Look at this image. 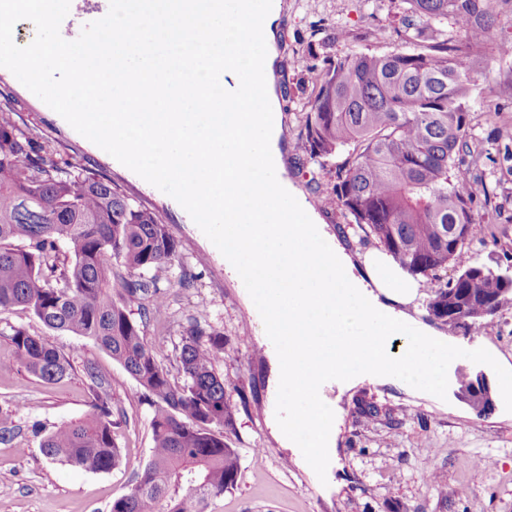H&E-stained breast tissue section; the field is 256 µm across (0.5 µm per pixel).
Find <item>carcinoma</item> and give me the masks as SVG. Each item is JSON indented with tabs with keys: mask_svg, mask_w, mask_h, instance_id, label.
I'll return each mask as SVG.
<instances>
[{
	"mask_svg": "<svg viewBox=\"0 0 512 512\" xmlns=\"http://www.w3.org/2000/svg\"><path fill=\"white\" fill-rule=\"evenodd\" d=\"M402 2L411 47L326 67L298 113V139L313 161L341 158L331 199L359 241L377 240L405 272L425 277L429 315L473 334L512 308V272L467 249L479 198L459 172L470 153L474 48L491 36L495 16L489 0ZM445 20L456 35L436 27ZM108 254L127 272L117 288L105 274ZM176 255L155 213L109 181L72 176L0 108V310L21 307L53 330L92 339L152 409L151 455L111 512H206L237 486L240 455L224 442L237 405L217 371L224 339L198 323L186 328L176 385L146 338L147 324L168 315L158 279ZM450 265L456 276L444 282L438 271ZM10 336L17 364L42 381L69 373L70 359L42 337L23 327ZM112 426L110 403L99 398L90 417L49 432L41 452L107 472L121 458Z\"/></svg>",
	"mask_w": 512,
	"mask_h": 512,
	"instance_id": "1",
	"label": "carcinoma"
}]
</instances>
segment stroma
Returning <instances> with one entry per match:
<instances>
[{"mask_svg":"<svg viewBox=\"0 0 512 512\" xmlns=\"http://www.w3.org/2000/svg\"><path fill=\"white\" fill-rule=\"evenodd\" d=\"M279 76L289 112L286 116L288 176L336 234L352 262L375 250L360 243L344 216L325 208L336 183V163L318 164L301 150L294 114L317 88L306 65L324 67L354 53L403 49L394 36L406 6L403 0H282ZM496 24L479 49L483 70L472 89L469 111L472 159L461 172L486 181L490 201L478 204L470 249L495 268H512V104L498 100L496 84L512 80V58L499 53L512 42V0H492ZM382 29L387 39L379 40ZM10 104L19 127L43 145L73 175L112 181L133 204L156 212L176 240L172 280H160L170 315L149 324L147 340L167 368L172 383L183 380L175 358L185 328L199 321L222 335L224 358L218 366L242 394L224 440L241 453L236 488L214 499L208 512H512V412L503 400L477 415L456 396L446 406L414 389L392 382H367L354 388L330 380L321 388L336 410L339 435L326 481L301 464L294 449L271 436L267 409L268 371L251 356L258 325L241 304L242 291L224 273L220 252L194 224L173 210L168 196L141 186L115 165L111 156L76 132L59 114L44 111L13 73L0 72V105ZM190 279L187 288L179 279ZM26 328L70 357L71 370L49 384L15 361L9 338ZM448 341L473 350L487 349L512 370V308L488 318L480 333L452 332ZM95 368L104 380L93 389L86 376ZM136 383L93 340L48 328L20 308L0 313V512H110L115 499L129 492L152 448L151 409L133 400ZM108 398L120 417L112 429L122 453L118 467L90 472L53 463L40 449L43 436L93 412L96 397ZM376 408L373 416L365 408ZM438 479L427 484L424 472Z\"/></svg>","mask_w":512,"mask_h":512,"instance_id":"1","label":"stroma"}]
</instances>
